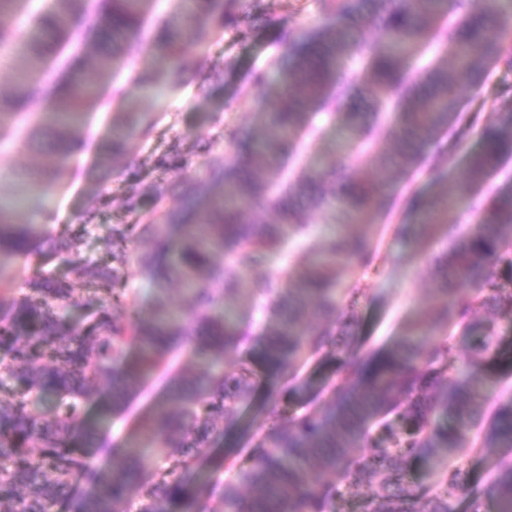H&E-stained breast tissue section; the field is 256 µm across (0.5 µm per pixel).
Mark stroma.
<instances>
[{
  "label": "stroma",
  "instance_id": "1",
  "mask_svg": "<svg viewBox=\"0 0 512 512\" xmlns=\"http://www.w3.org/2000/svg\"><path fill=\"white\" fill-rule=\"evenodd\" d=\"M265 5L269 17L289 33L316 29L324 23L319 0H265ZM278 53L266 29L259 27L243 39L224 37L190 45L186 55L196 63V70L180 88L152 104L156 123L151 135L132 137L126 156L119 159L103 151L108 128L120 111L112 97H104L76 134L78 155L61 166L53 186L54 209L44 215L24 209L17 212V221L44 223L54 236L66 224L88 225L87 233L72 238V250L85 262L99 258L107 248L110 225L135 221L125 209L129 189L139 191L141 207L146 210L154 203L156 186L170 187L180 180V173L156 168L159 155L176 145L199 163L222 157L226 154L225 126L254 128L263 123L269 102L264 92L252 87L251 78L254 71L266 69L269 59ZM42 162L36 151L0 142V190L11 191L17 172ZM412 221L411 213L398 211L370 229L377 257L369 268L354 275L360 290L354 311L365 347H390L405 336L410 320L420 311L445 302V294L438 289L434 258L447 249L453 237L473 230L477 217L460 208L449 211L447 224L423 242L397 235L398 225ZM172 377V372L161 371L142 383L122 414L100 428V443L118 447L137 437L141 416L159 399Z\"/></svg>",
  "mask_w": 512,
  "mask_h": 512
}]
</instances>
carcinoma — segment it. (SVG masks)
Here are the masks:
<instances>
[{
    "label": "carcinoma",
    "mask_w": 512,
    "mask_h": 512,
    "mask_svg": "<svg viewBox=\"0 0 512 512\" xmlns=\"http://www.w3.org/2000/svg\"><path fill=\"white\" fill-rule=\"evenodd\" d=\"M102 13L77 27L86 0H52L30 25L0 27V44H11L24 74L0 88V140L34 148L40 168L0 190V284L4 260L30 256L41 231L19 224L15 210L41 208L69 156L75 131L102 95L101 78L117 69L123 54L146 42L157 67L137 75L143 97L156 100L183 82L184 48L215 35L210 25L239 37L240 0H180L176 14L145 26L152 0H103ZM331 19L317 32L289 38L278 82L254 74L253 86L273 98L257 130L224 128L233 159L211 158L204 181H190L177 210L140 212L136 194L127 210L138 224H113L102 261L87 264L55 246L37 253L39 269L29 292L0 297V512H212L213 477L204 470L224 434L238 429L242 409L254 399L258 370L274 380L264 406L271 432L224 483L223 512H336V503L367 483L372 494L363 512H512V400L485 413L478 399L493 385L490 366L505 356L493 324L473 322L481 309L512 321V190L475 194L504 158L512 157V88L502 89L506 112L485 122L482 146L468 155L460 179L437 171L439 158L455 151L477 126L480 113L460 96L482 84L500 64L512 69V44L502 30L512 20V0H320ZM377 40H367L369 32ZM360 53L363 66L348 57ZM428 59L421 77L414 65ZM123 112L112 124L107 151L121 153L126 139L148 136L155 122L139 100L113 88ZM38 101L48 107L32 111ZM336 119L340 139L363 155L379 140L389 144L377 178L357 166L321 164L304 155L320 141L312 116ZM426 173L437 191L413 192L405 208L417 221L405 224V239L425 240L448 223V209L462 204L479 215L475 229L457 237L436 257L439 309L422 311L406 336L383 351L360 350L353 323L341 320L344 302L356 303L350 280L355 267L376 259L373 239L354 234L389 215L385 195L391 173ZM332 224L318 245L274 279L254 272L288 242L305 235L316 217ZM181 230L170 250L166 225ZM144 234L151 240L138 255L158 294L150 317L132 311L123 274L128 251L117 247ZM219 252L224 263L212 261ZM186 304L166 298L172 283ZM266 324L257 336L229 316L243 293ZM80 301L88 319L78 327L61 308ZM467 331L470 358L460 362L452 337L436 333L450 325ZM251 338L256 349L234 368L181 373L143 418L140 446L114 448L106 464L92 463L97 420L119 414L137 386L177 348L213 365ZM133 344L138 358L124 347ZM329 354L331 384L317 392L303 368ZM300 394L312 410L298 414L282 404ZM151 448L170 467L138 482L140 448ZM497 448L482 481L452 459ZM415 462L429 466L426 486L406 481Z\"/></svg>",
    "instance_id": "obj_1"
}]
</instances>
